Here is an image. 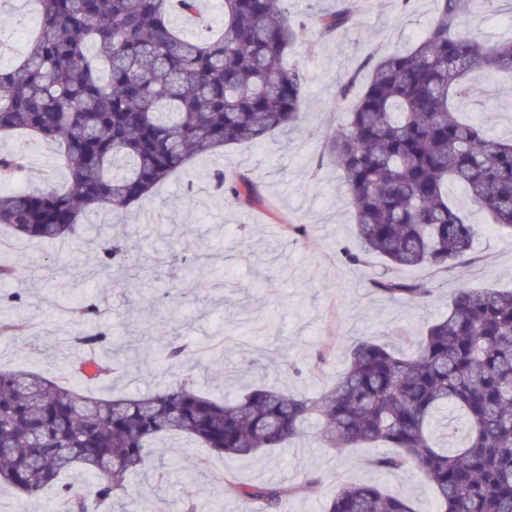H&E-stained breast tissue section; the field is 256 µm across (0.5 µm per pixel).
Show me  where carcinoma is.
<instances>
[{
	"mask_svg": "<svg viewBox=\"0 0 512 512\" xmlns=\"http://www.w3.org/2000/svg\"><path fill=\"white\" fill-rule=\"evenodd\" d=\"M284 0H223L212 33L179 32L175 18L199 13V0H38L35 35L22 58L0 66V136L22 134L0 151V226L17 237L57 241L80 218L128 207L190 160L219 148L253 146L303 121L307 78L288 65L306 43ZM465 0H437L436 17L411 47L367 62L368 76L346 120L327 135L322 158L336 167L350 197L361 250L388 266L438 268L471 260L480 213L512 235V138H493L459 109L471 80L512 78V38L492 46L459 30ZM353 22L347 0L318 19L326 37ZM55 142L65 185L32 188L30 154ZM207 178L227 203L263 199L247 175L215 168ZM462 191L464 210L452 194ZM137 249L133 235L101 234V270L121 278ZM371 287L419 303L420 281L382 274ZM75 311L91 326L76 341L94 378L119 369L103 355L110 333L100 305ZM167 362L190 351L167 341ZM311 417L323 444L341 453L368 443L394 452L377 469L421 470L440 512H512V291L457 290L448 314L430 324L411 356L369 336L354 341L336 381L311 396L256 386L215 399L184 380L140 396L83 395L34 372L0 370V485L33 501L63 475L82 470L92 491L66 484L68 512H100L124 482L161 460L164 442L193 441L248 459L299 438ZM453 448L433 441L435 430ZM223 491L264 512H280L290 490L224 477ZM325 512H416L405 494L373 484L341 487Z\"/></svg>",
	"mask_w": 512,
	"mask_h": 512,
	"instance_id": "1",
	"label": "carcinoma"
}]
</instances>
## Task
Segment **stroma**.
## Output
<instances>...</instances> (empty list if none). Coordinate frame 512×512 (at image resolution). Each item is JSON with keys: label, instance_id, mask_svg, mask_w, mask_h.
I'll return each instance as SVG.
<instances>
[{"label": "stroma", "instance_id": "35a3bbf8", "mask_svg": "<svg viewBox=\"0 0 512 512\" xmlns=\"http://www.w3.org/2000/svg\"><path fill=\"white\" fill-rule=\"evenodd\" d=\"M33 9L32 0H0V14L21 20L0 28L1 63L12 64L32 32ZM435 11V0H411L406 8L398 0H355L348 28L327 38L310 35V48L293 57L307 74V93L305 118L291 137L274 134L259 145L227 147L218 156L194 160L128 210L116 212L115 223L132 231L139 245L130 263L144 272L133 288L115 286L99 270L96 222L52 244L7 239L0 264L16 266L18 273L5 289L22 292L27 301L0 302V319L22 326L14 336L0 337V368L71 378L78 363L72 338L83 329L71 313V298L79 294L107 309L112 356L121 363L110 381H89L96 394L143 395L190 377L200 390L217 396L260 384L311 395L345 370L354 339L372 336L409 355L427 325L447 314L457 288L512 289V236L482 218L476 221L471 264L405 271V278L429 283L431 295L422 305L370 288L387 270L379 257L358 266L344 254L359 242L341 175L321 161L324 133L345 118L330 103L338 84L368 58L417 42ZM459 29L495 43L512 36V9L501 0L488 2L464 14ZM463 116L484 122L493 136L512 134V101L497 98L487 81H475ZM216 166L249 175L261 202H224L206 177ZM285 224L307 225L309 233L284 240ZM190 248L206 254V268L221 276L222 287L189 274L182 256ZM167 291L190 292L191 301L161 308L154 297ZM159 336L185 344L192 362L161 361ZM304 429L300 441L255 459L175 443L165 455L168 480H158L154 467H146L131 478L119 504L128 512H182L190 501L198 512H241L242 503L221 490L231 473L244 483L293 488L285 512H323L340 487L356 482L407 493L416 512H437L418 470L371 467L373 457L385 454L384 445L337 454L323 447L317 420H308ZM312 475L320 482L304 491ZM66 510L53 487L34 501L0 489V512Z\"/></svg>", "mask_w": 512, "mask_h": 512}]
</instances>
